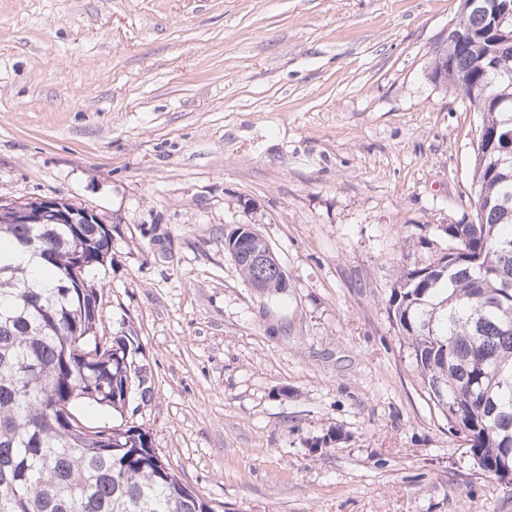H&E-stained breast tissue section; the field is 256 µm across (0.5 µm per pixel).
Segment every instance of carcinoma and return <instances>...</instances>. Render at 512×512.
<instances>
[{
    "mask_svg": "<svg viewBox=\"0 0 512 512\" xmlns=\"http://www.w3.org/2000/svg\"><path fill=\"white\" fill-rule=\"evenodd\" d=\"M460 10L464 44L435 53L444 85L480 114L475 219L448 224V248L402 267L386 300L420 387L477 466L512 484V155H484V137L512 129V40ZM498 164L497 175L489 167ZM38 200L0 208V512H214L127 415L151 400L135 336L98 335L101 289L63 283L76 262L108 258L105 224H30ZM88 403L109 413L88 425Z\"/></svg>",
    "mask_w": 512,
    "mask_h": 512,
    "instance_id": "1",
    "label": "carcinoma"
}]
</instances>
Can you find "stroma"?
Masks as SVG:
<instances>
[{"instance_id":"1","label":"stroma","mask_w":512,"mask_h":512,"mask_svg":"<svg viewBox=\"0 0 512 512\" xmlns=\"http://www.w3.org/2000/svg\"><path fill=\"white\" fill-rule=\"evenodd\" d=\"M460 0H0V199L112 231L104 336L215 512H512L421 392L397 268L473 216L479 117L431 65ZM250 224L288 272L254 291ZM237 239L238 234L233 238L230 252L227 251V254L231 253L234 263L237 262L238 257L242 258L244 254H247V258L257 268L260 278L264 277L270 272H276V274L283 276L284 283L286 287L288 286L287 272L263 236L258 233L256 239L253 241L251 240L250 243L245 242V240L241 238L238 241V245L235 246ZM235 266L240 275L243 277L244 281L247 283H251L253 281L256 274L255 269L250 264L245 262L243 259H240L238 263L235 264ZM286 287L282 285L278 278L271 276L266 281L264 290L267 292V294L273 295L281 293Z\"/></svg>"}]
</instances>
